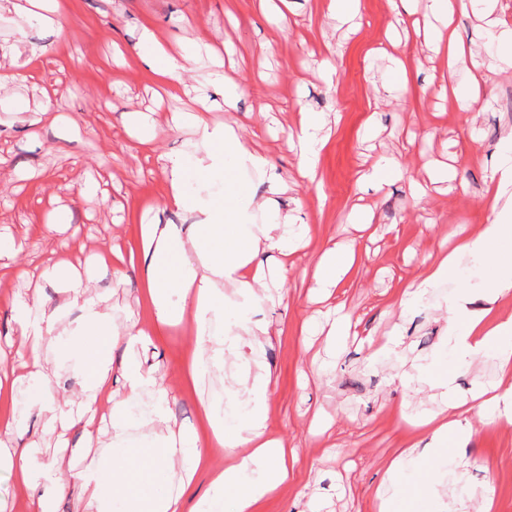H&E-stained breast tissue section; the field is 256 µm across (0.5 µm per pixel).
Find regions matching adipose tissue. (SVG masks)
<instances>
[{"instance_id":"obj_1","label":"adipose tissue","mask_w":512,"mask_h":512,"mask_svg":"<svg viewBox=\"0 0 512 512\" xmlns=\"http://www.w3.org/2000/svg\"><path fill=\"white\" fill-rule=\"evenodd\" d=\"M143 43L149 48L147 64L161 75L170 93L179 92L178 75L192 59L193 50L168 54L148 30L143 33ZM186 125L201 134L207 154L196 161L182 155L165 157L169 191L164 206L186 215L201 214L202 219L185 230L174 224L143 225L137 252L117 256L114 276L121 283L128 267H141L159 323L192 314L196 349L189 374L194 377L207 365L224 361L225 331L212 328V321H226L229 330L255 340L268 335V326L251 318L249 303L265 290L272 273L288 272L292 251L287 229L294 219L280 213L279 201L312 179L325 138L319 113L301 111L297 129L289 136L300 154L295 177L288 180L270 175L266 194L243 203L232 188L224 197L214 199L189 192L186 173L194 171L202 181L220 170L265 171L268 161L251 148L245 128L235 122L213 126L202 110L173 116V128ZM487 205L488 224L461 239L451 252H438L404 290L403 304H417L437 284L458 278V258L463 254L492 264L499 273L497 294L512 293V130L503 138ZM258 211L275 213L276 218L255 223ZM355 262L354 251L328 249L315 265V288L332 292ZM40 277L62 280L61 307L80 308L83 315L71 328L61 325L56 312L37 315L28 301L12 300L17 352L25 358L26 404L38 407L47 424L60 435L78 434V443H63L62 449L70 460L79 461L80 468L70 476L58 460H43L32 445L0 447V460L8 461L28 512H46L56 497L67 492L74 494L85 512H185L187 495L201 472L208 474L209 488L194 512H224V491L229 487L239 490L235 512H255L259 502L287 487L288 449L282 441L266 435L264 404L269 377L257 379L247 388L249 410L235 425L226 426L217 406L210 404L204 408L209 437H187L171 425L165 391L155 377L130 359L113 356L116 348L129 350L148 342V330L135 323L116 327L103 299L91 292L88 278L74 265L47 264ZM228 287L241 298L229 312L224 309V290ZM447 310L452 315L448 344L458 360L487 356L512 360V318L492 321L487 312L469 309L461 294L449 298ZM48 336L55 339L59 362L71 365L82 378L79 393L61 405L45 397L50 367L42 348ZM116 375L123 377L126 387L118 400L112 396ZM105 401L112 404L107 415L101 411ZM474 416L512 425V384L480 386L465 398L448 396L439 413L416 423L427 444L403 450L389 465V475L414 474L427 465L448 471L467 453ZM137 423L151 426L138 440L130 435ZM104 434L111 437L109 445L94 451L96 440ZM214 444L224 447L230 464L212 467L208 450ZM176 466L183 474L175 481L170 473Z\"/></svg>"}]
</instances>
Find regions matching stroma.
<instances>
[{"label": "stroma", "instance_id": "obj_1", "mask_svg": "<svg viewBox=\"0 0 512 512\" xmlns=\"http://www.w3.org/2000/svg\"><path fill=\"white\" fill-rule=\"evenodd\" d=\"M58 21L0 12V237L15 253L0 268V341L13 326L14 298L40 295L57 308L60 287L33 277L42 260L86 270L96 294L106 296L115 326L137 320L154 328L152 341L132 358L167 393L170 420L200 430L204 404L234 412L254 376L271 374L267 432L294 450L293 483L262 501L260 512H379L384 492L394 512H449L452 479L426 467L385 483L386 468L415 439L412 421L440 411L441 391L426 366L448 349V297L466 289L473 309L512 317V294L496 295L497 271L463 255L461 276L433 288L426 300L400 306L401 293L425 258L453 245L488 221L484 206L505 132L512 129V71L486 73L481 111H468L431 84L447 66L431 51L444 27L429 0L399 19L393 0H360L351 31H339L328 0H57ZM284 13L286 25L276 21ZM488 18L456 10L452 26L486 63L496 59L483 32ZM171 51L194 44L197 55L181 75L186 95H168L143 57L144 29ZM412 54V78L393 87L391 41ZM271 44L270 52L260 47ZM43 49L29 68L30 47ZM241 89L233 105L209 85L212 56ZM206 95L210 121H236L256 131L253 148L270 171L295 176L299 156L288 135L300 109L325 115L327 139L313 182L280 201L307 233L294 264L277 281V300H258L252 319L268 325L258 344L240 343L209 367L186 392L182 361L196 346L192 316L153 324L141 277L113 285L112 265H93L98 252L136 248L150 222L187 224L164 210L167 172L161 156H199L205 146L193 129L173 130V113L196 108ZM149 115L152 146L126 122ZM398 168L374 190L360 176L379 159ZM371 206L374 219L354 224V204ZM354 249L358 260L333 298L310 293L312 264L325 249ZM344 304L352 333L332 347L327 333L335 304ZM399 328L401 344L380 359L369 341ZM460 396L479 383L512 380V366L492 357L471 363L448 359ZM473 439L463 472L465 512H476L492 489L495 512H512V425L471 420Z\"/></svg>", "mask_w": 512, "mask_h": 512}]
</instances>
